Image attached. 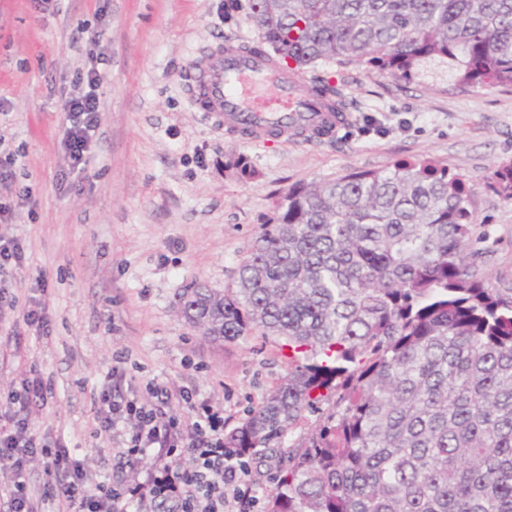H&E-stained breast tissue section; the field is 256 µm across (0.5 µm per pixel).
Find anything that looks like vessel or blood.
I'll list each match as a JSON object with an SVG mask.
<instances>
[{
    "label": "vessel or blood",
    "instance_id": "1",
    "mask_svg": "<svg viewBox=\"0 0 512 512\" xmlns=\"http://www.w3.org/2000/svg\"><path fill=\"white\" fill-rule=\"evenodd\" d=\"M192 82L201 108L246 141L273 130L307 140L318 129L334 134L345 122L344 114L325 109L267 53L226 47Z\"/></svg>",
    "mask_w": 512,
    "mask_h": 512
}]
</instances>
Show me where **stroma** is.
<instances>
[{"label": "stroma", "mask_w": 512, "mask_h": 512, "mask_svg": "<svg viewBox=\"0 0 512 512\" xmlns=\"http://www.w3.org/2000/svg\"><path fill=\"white\" fill-rule=\"evenodd\" d=\"M229 43L263 46L249 0H0V158L12 171L0 203L14 208L0 233L24 253L10 273L16 306L0 317L37 302L50 318L44 336L24 325L0 334V405L41 377L49 393L29 410L34 433L67 445L96 482H137L147 467L98 429L93 391L108 372L129 399H145L156 382L195 392L228 431L287 374L283 339L256 331L215 343L177 314L175 299L194 282L232 286L293 186L405 160L448 168L470 187L482 272L512 288V201L492 188L512 161V87L320 63L301 79L342 84L347 125L308 143H246L201 109L186 81ZM92 67L100 121L78 172L61 144L63 105ZM239 159L248 175L233 169Z\"/></svg>", "instance_id": "stroma-1"}]
</instances>
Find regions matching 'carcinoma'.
Returning <instances> with one entry per match:
<instances>
[{"label": "carcinoma", "instance_id": "obj_1", "mask_svg": "<svg viewBox=\"0 0 512 512\" xmlns=\"http://www.w3.org/2000/svg\"><path fill=\"white\" fill-rule=\"evenodd\" d=\"M277 61L369 65L410 79L512 86V0H251ZM348 111L327 81L312 87ZM512 200V163L495 172ZM466 182L398 162L288 190L236 285L194 283L182 318L218 343L258 329L288 374L224 434L249 460L283 452L266 512H512V288L476 269ZM335 397L331 408L322 405Z\"/></svg>", "mask_w": 512, "mask_h": 512}]
</instances>
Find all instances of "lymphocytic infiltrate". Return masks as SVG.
Returning a JSON list of instances; mask_svg holds the SVG:
<instances>
[{
  "label": "lymphocytic infiltrate",
  "instance_id": "1",
  "mask_svg": "<svg viewBox=\"0 0 512 512\" xmlns=\"http://www.w3.org/2000/svg\"><path fill=\"white\" fill-rule=\"evenodd\" d=\"M99 75L95 69L76 77L65 110L68 125L62 143L71 169H83L90 143L98 127ZM42 379L25 381L21 391L0 411V467L8 470L7 484L0 486V502L6 512H38L27 481L30 461L48 458V467L60 480L52 498L59 512H138L146 499L170 501L173 512H251L256 497L247 480L242 457L224 452V417L213 411L208 401L194 404L195 419L184 420L171 412L175 393L159 383L148 389L146 402L127 400L104 382L98 402L104 411L100 428L112 431L129 423L124 439L126 455L141 459L155 456L153 469L144 481L88 486L79 464L72 462L66 446L41 442L28 420L33 401L45 399ZM191 454L194 466L183 470L174 461Z\"/></svg>",
  "mask_w": 512,
  "mask_h": 512
}]
</instances>
